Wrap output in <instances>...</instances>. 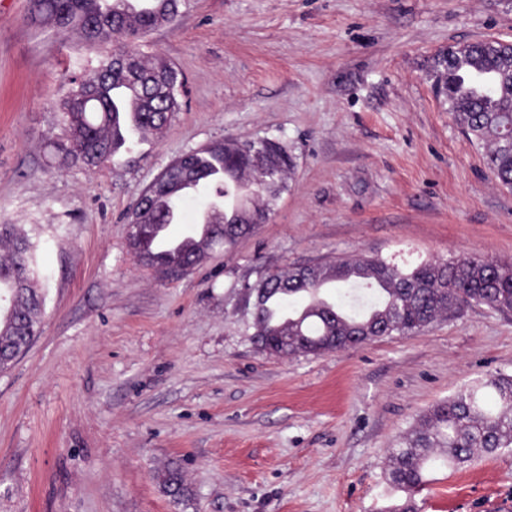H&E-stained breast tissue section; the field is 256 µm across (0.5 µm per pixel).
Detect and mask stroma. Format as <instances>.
<instances>
[{"instance_id":"1","label":"stroma","mask_w":512,"mask_h":512,"mask_svg":"<svg viewBox=\"0 0 512 512\" xmlns=\"http://www.w3.org/2000/svg\"><path fill=\"white\" fill-rule=\"evenodd\" d=\"M512 42V0H186L140 48L181 107L119 163L60 165L58 104L107 47L0 0V224L37 246L43 330L0 371V512H389L388 450L424 412L512 374V314L466 306L411 336L317 357L260 352L238 322L267 270L378 256L512 263L499 185L427 67ZM274 138L294 168L274 214L187 275L128 252L127 218L173 159ZM189 494L159 484L170 464ZM420 512H512V451L441 466Z\"/></svg>"}]
</instances>
